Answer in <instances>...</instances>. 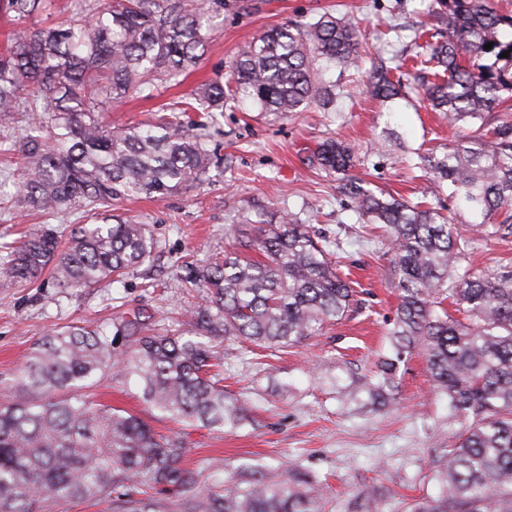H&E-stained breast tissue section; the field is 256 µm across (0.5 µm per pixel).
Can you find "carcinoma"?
I'll list each match as a JSON object with an SVG mask.
<instances>
[{"instance_id":"cac0c4a2","label":"carcinoma","mask_w":512,"mask_h":512,"mask_svg":"<svg viewBox=\"0 0 512 512\" xmlns=\"http://www.w3.org/2000/svg\"><path fill=\"white\" fill-rule=\"evenodd\" d=\"M447 26L426 62L442 68L425 90L436 112L453 124L480 121L439 158L419 156L439 191L459 199L471 226L493 224L512 206V10L489 0H436ZM52 0H0L21 21ZM226 0H74L56 25L17 29L0 52V114L25 112L26 125L0 130V151L22 160L16 195L48 217L90 214L59 247L48 227L33 228L0 254L6 284L34 282L52 267L61 288H91L144 264L157 247L145 224L98 223L97 212L142 194L164 199L206 174L209 129L224 100L249 101L266 112L290 113L329 96L314 79L322 60L355 54L360 30L330 13L314 22L283 24L246 46L231 65L203 84L193 101L163 104L147 126L114 128L102 113L131 94L179 85L210 44ZM493 43L492 49L485 45ZM509 52L506 59L500 58ZM367 92L387 101L398 94L387 69L370 75ZM199 112L194 120L190 113ZM498 113L485 128L486 115ZM339 175L351 211L384 226L390 276L399 303L392 319V353L379 361L366 388L392 391L400 363L424 357L454 413L473 417L436 469L439 493L412 512H512V267L461 266L472 240L430 206L383 199L350 174V148L328 140L313 158ZM263 258L234 252L192 279L206 289L189 321L224 342L286 348L341 320L355 290L342 278L334 252L318 245L306 225L285 214L254 241ZM466 313L463 322L444 307ZM114 337L74 327L47 338L26 356L14 379L21 399L0 395V512H48L60 503L102 499L108 512H324L325 490L292 467L275 476L240 471L227 480L224 459L209 462L214 479L175 499L160 486L197 484L182 438L155 433L134 414L93 405L82 390L113 372L137 378L144 401L175 422L221 429L243 408L227 401L217 344L148 333L147 316L126 312Z\"/></svg>"}]
</instances>
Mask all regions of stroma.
Returning a JSON list of instances; mask_svg holds the SVG:
<instances>
[{"mask_svg": "<svg viewBox=\"0 0 512 512\" xmlns=\"http://www.w3.org/2000/svg\"><path fill=\"white\" fill-rule=\"evenodd\" d=\"M433 0H249L228 9L208 53L181 85L154 98L135 94L113 107V126L152 122L159 106L185 101L267 29L308 22L329 12L362 32L358 52L321 72L336 86V103L325 111L264 112L251 102L225 104L211 131V165L202 181L158 200L141 196L118 203L117 211L149 227L158 242L153 258L96 287L62 289L50 274L13 288H0V386L10 387L27 353L49 334L71 325L112 332V322L136 309L152 315V329L190 330L186 308L200 303L199 290L181 280L226 251L255 237L264 224L288 213L306 224L316 241L339 239V268L353 283L355 312L321 335L279 351L248 342L224 346V393L244 408L242 420L221 429L189 427L149 407L135 379L105 375L85 388L86 399L141 417L156 431L184 436L189 467L210 480L211 458L224 460L225 476L257 469L281 472L298 466L326 485L325 512H360L361 494L372 489L385 512H410L412 504L436 496L435 470L459 442L464 428L448 398L433 385L420 354L401 363L395 401L382 405L362 390L380 357L390 354L387 335L397 305L390 285V256L376 224L358 222L338 191L336 174L312 164L317 146L333 137L348 143L358 162L353 170L382 197L426 202L451 216L461 234L478 239L468 262L479 271L512 263V236L470 226L469 211L447 193L430 194L417 166L425 153L444 155L466 132L445 113L432 111L416 84L381 102L366 92L379 60L396 58L406 70L421 67L435 28ZM9 222H0V243L18 241L45 225L67 240L77 215L46 217L0 196Z\"/></svg>", "mask_w": 512, "mask_h": 512, "instance_id": "obj_1", "label": "stroma"}]
</instances>
